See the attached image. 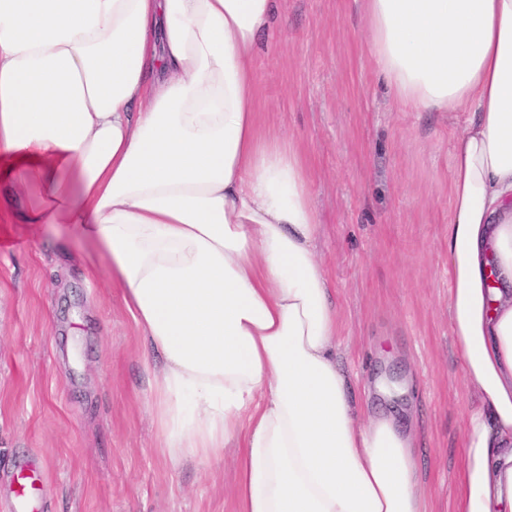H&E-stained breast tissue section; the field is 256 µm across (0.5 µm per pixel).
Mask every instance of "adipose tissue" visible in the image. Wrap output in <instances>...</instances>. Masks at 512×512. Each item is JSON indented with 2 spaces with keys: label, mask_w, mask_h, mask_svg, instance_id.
Instances as JSON below:
<instances>
[{
  "label": "adipose tissue",
  "mask_w": 512,
  "mask_h": 512,
  "mask_svg": "<svg viewBox=\"0 0 512 512\" xmlns=\"http://www.w3.org/2000/svg\"><path fill=\"white\" fill-rule=\"evenodd\" d=\"M278 0H0V221L105 261L161 359L175 464L237 443L239 512H426L412 433L363 416L299 151L261 131ZM404 108L465 112L448 325L475 406L457 512H512V0H361Z\"/></svg>",
  "instance_id": "ef3b65f1"
}]
</instances>
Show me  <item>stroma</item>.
<instances>
[{
    "label": "stroma",
    "instance_id": "35a3bbf8",
    "mask_svg": "<svg viewBox=\"0 0 512 512\" xmlns=\"http://www.w3.org/2000/svg\"><path fill=\"white\" fill-rule=\"evenodd\" d=\"M258 122L297 146L339 311L338 362L373 411L397 378L427 512H455L474 400L448 327L449 167L462 116L401 110L368 47L360 0H281L254 59ZM0 223V512H239L236 455L166 461L160 367L104 265Z\"/></svg>",
    "mask_w": 512,
    "mask_h": 512
}]
</instances>
